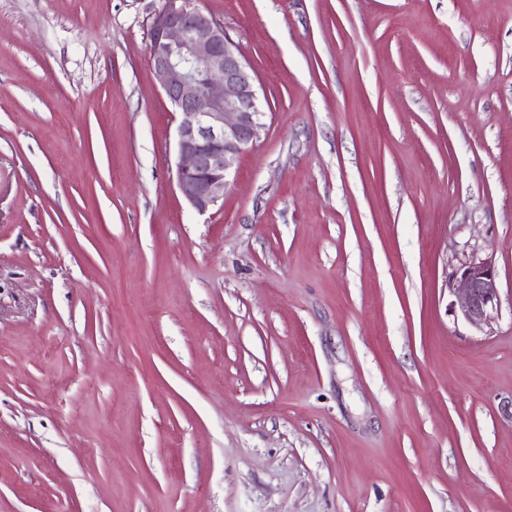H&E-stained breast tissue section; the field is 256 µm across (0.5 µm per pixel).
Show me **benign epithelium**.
Returning <instances> with one entry per match:
<instances>
[{"label": "benign epithelium", "instance_id": "7a95c632", "mask_svg": "<svg viewBox=\"0 0 512 512\" xmlns=\"http://www.w3.org/2000/svg\"><path fill=\"white\" fill-rule=\"evenodd\" d=\"M150 65L182 115L175 136L176 185L200 213L224 197L227 175L265 127L255 77L224 23L194 0H164L150 28ZM463 318L481 328L498 311L490 258L472 260L449 279Z\"/></svg>", "mask_w": 512, "mask_h": 512}]
</instances>
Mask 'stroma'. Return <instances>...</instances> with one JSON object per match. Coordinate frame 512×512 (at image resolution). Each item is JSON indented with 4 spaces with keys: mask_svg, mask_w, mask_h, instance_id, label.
Instances as JSON below:
<instances>
[{
    "mask_svg": "<svg viewBox=\"0 0 512 512\" xmlns=\"http://www.w3.org/2000/svg\"><path fill=\"white\" fill-rule=\"evenodd\" d=\"M162 4L0 0V512H512V0H195L266 114L203 214ZM449 289L463 318L482 328L498 311V275L491 258L471 260L449 279Z\"/></svg>",
    "mask_w": 512,
    "mask_h": 512,
    "instance_id": "1",
    "label": "stroma"
}]
</instances>
